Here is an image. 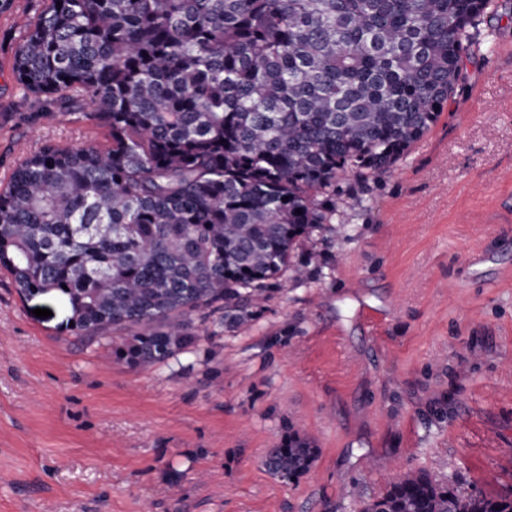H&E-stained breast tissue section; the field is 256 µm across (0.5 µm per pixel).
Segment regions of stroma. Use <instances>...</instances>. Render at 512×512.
I'll return each instance as SVG.
<instances>
[{"mask_svg":"<svg viewBox=\"0 0 512 512\" xmlns=\"http://www.w3.org/2000/svg\"><path fill=\"white\" fill-rule=\"evenodd\" d=\"M36 9L0 11V184L46 142H107L16 80ZM294 260L305 277L253 322L201 324L145 369L0 274V512H359L411 471L512 497V0L481 17L437 122L389 170L344 175L334 230ZM291 426L320 453L284 484L260 459Z\"/></svg>","mask_w":512,"mask_h":512,"instance_id":"stroma-1","label":"stroma"}]
</instances>
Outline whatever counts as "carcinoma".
Listing matches in <instances>:
<instances>
[{
    "mask_svg": "<svg viewBox=\"0 0 512 512\" xmlns=\"http://www.w3.org/2000/svg\"><path fill=\"white\" fill-rule=\"evenodd\" d=\"M12 70L34 95L90 96L108 145L45 143L0 187V270L61 296L66 330L131 368L195 346L196 322L256 319L348 172L391 168L455 91L491 0H44ZM288 427L274 479L308 474ZM360 512H512L406 472Z\"/></svg>",
    "mask_w": 512,
    "mask_h": 512,
    "instance_id": "carcinoma-1",
    "label": "carcinoma"
}]
</instances>
